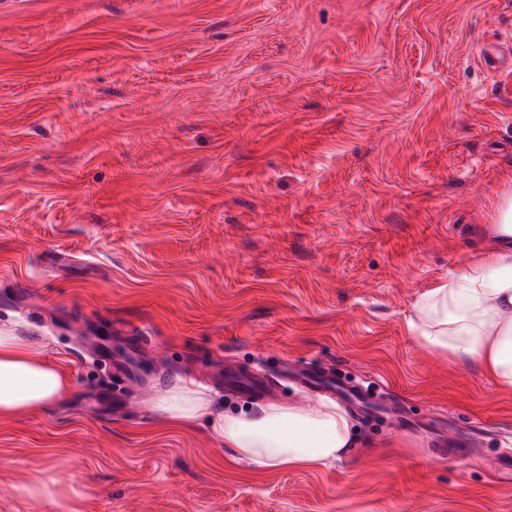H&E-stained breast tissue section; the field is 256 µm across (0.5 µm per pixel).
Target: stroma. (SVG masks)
<instances>
[{"label":"stroma","mask_w":512,"mask_h":512,"mask_svg":"<svg viewBox=\"0 0 512 512\" xmlns=\"http://www.w3.org/2000/svg\"><path fill=\"white\" fill-rule=\"evenodd\" d=\"M509 192L512 0H0V329L70 389L0 418V512H512V391L406 327ZM133 333L116 408L85 345ZM229 362L323 363L392 410L260 470L154 408L189 364L256 409Z\"/></svg>","instance_id":"1"}]
</instances>
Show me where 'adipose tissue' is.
<instances>
[{
    "instance_id": "adipose-tissue-1",
    "label": "adipose tissue",
    "mask_w": 512,
    "mask_h": 512,
    "mask_svg": "<svg viewBox=\"0 0 512 512\" xmlns=\"http://www.w3.org/2000/svg\"><path fill=\"white\" fill-rule=\"evenodd\" d=\"M490 241L445 282L416 301L407 320L423 346L489 374L512 390V195L499 200ZM61 375L32 343L0 329V417L49 407L66 392ZM155 406L171 423L191 429L206 419L209 435L265 469L325 466L353 443L352 422L335 403L305 409L271 404L238 414L214 411L188 382L162 393Z\"/></svg>"
}]
</instances>
